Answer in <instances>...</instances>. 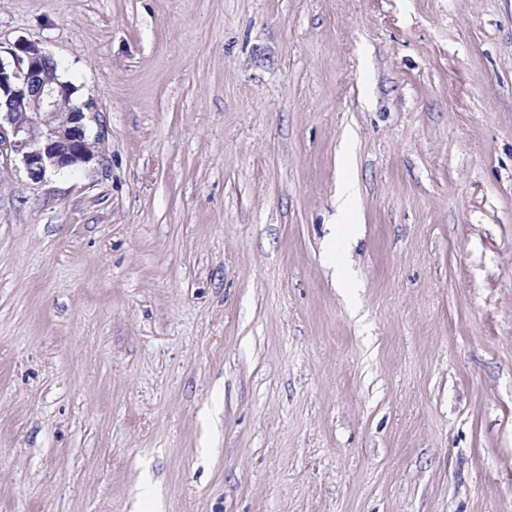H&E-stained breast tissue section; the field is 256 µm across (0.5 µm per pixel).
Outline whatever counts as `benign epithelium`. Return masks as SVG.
<instances>
[{"instance_id":"7a95c632","label":"benign epithelium","mask_w":512,"mask_h":512,"mask_svg":"<svg viewBox=\"0 0 512 512\" xmlns=\"http://www.w3.org/2000/svg\"><path fill=\"white\" fill-rule=\"evenodd\" d=\"M0 57V155L19 158L28 177L75 169L97 160L75 88L47 73L55 63L38 43L19 40Z\"/></svg>"}]
</instances>
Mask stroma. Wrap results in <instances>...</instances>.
<instances>
[{
    "mask_svg": "<svg viewBox=\"0 0 512 512\" xmlns=\"http://www.w3.org/2000/svg\"><path fill=\"white\" fill-rule=\"evenodd\" d=\"M20 39L100 158L0 157V512H512V0H0Z\"/></svg>",
    "mask_w": 512,
    "mask_h": 512,
    "instance_id": "stroma-1",
    "label": "stroma"
}]
</instances>
